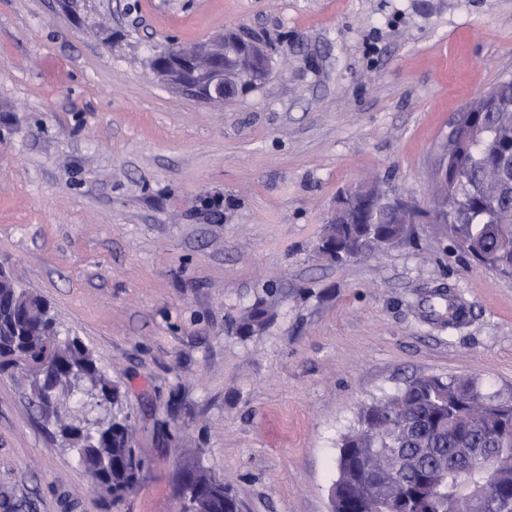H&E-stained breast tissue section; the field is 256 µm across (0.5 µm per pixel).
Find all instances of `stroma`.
<instances>
[{"label":"stroma","mask_w":512,"mask_h":512,"mask_svg":"<svg viewBox=\"0 0 512 512\" xmlns=\"http://www.w3.org/2000/svg\"><path fill=\"white\" fill-rule=\"evenodd\" d=\"M238 27L286 59L214 106L147 67ZM512 76V0H0V266L126 389L147 466L119 507L0 372V490L31 512H181L206 466L241 512H330L359 407L424 375L512 396V277L415 225L337 264L340 190L427 204L448 125ZM454 285L467 309L429 312ZM274 316L240 335L257 300Z\"/></svg>","instance_id":"stroma-1"}]
</instances>
